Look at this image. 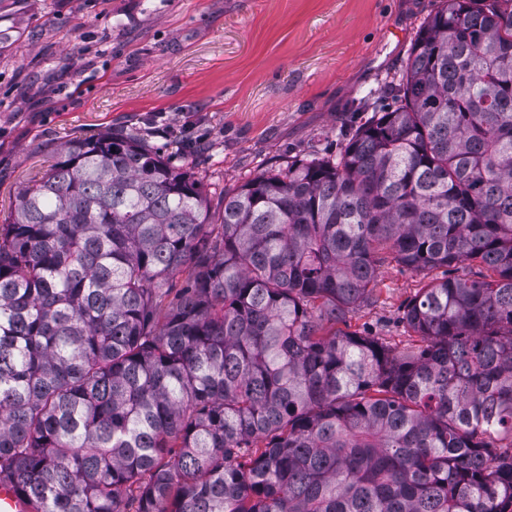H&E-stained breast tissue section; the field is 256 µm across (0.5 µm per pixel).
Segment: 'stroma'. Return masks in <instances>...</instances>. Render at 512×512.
Instances as JSON below:
<instances>
[{
  "mask_svg": "<svg viewBox=\"0 0 512 512\" xmlns=\"http://www.w3.org/2000/svg\"><path fill=\"white\" fill-rule=\"evenodd\" d=\"M439 0H0V224L62 143L136 132L224 189L297 156L337 155L392 108L420 23ZM385 258L342 330L401 348L403 314L445 276Z\"/></svg>",
  "mask_w": 512,
  "mask_h": 512,
  "instance_id": "obj_1",
  "label": "stroma"
}]
</instances>
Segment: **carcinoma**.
<instances>
[{
    "label": "carcinoma",
    "mask_w": 512,
    "mask_h": 512,
    "mask_svg": "<svg viewBox=\"0 0 512 512\" xmlns=\"http://www.w3.org/2000/svg\"><path fill=\"white\" fill-rule=\"evenodd\" d=\"M393 98L215 218L132 134L64 143L0 224V485L32 512H512V0H441ZM384 250L493 278L422 289L400 349L336 328Z\"/></svg>",
    "instance_id": "cac0c4a2"
}]
</instances>
